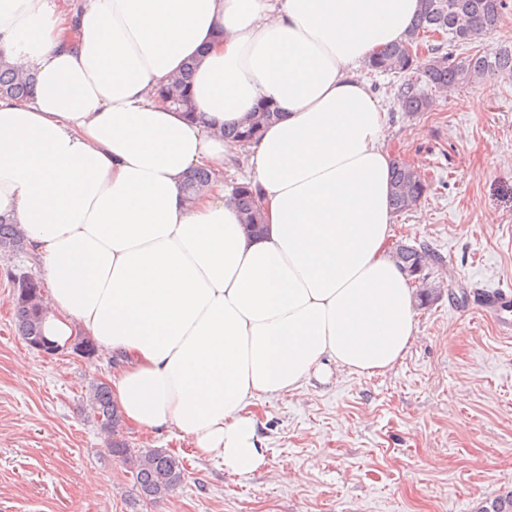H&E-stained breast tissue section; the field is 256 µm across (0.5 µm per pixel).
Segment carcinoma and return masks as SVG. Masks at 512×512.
Here are the masks:
<instances>
[{
  "instance_id": "1",
  "label": "carcinoma",
  "mask_w": 512,
  "mask_h": 512,
  "mask_svg": "<svg viewBox=\"0 0 512 512\" xmlns=\"http://www.w3.org/2000/svg\"><path fill=\"white\" fill-rule=\"evenodd\" d=\"M507 0H424V9L414 21L408 40L394 43L366 63L370 71L397 74L400 83L395 96L403 111L429 112L434 105L433 93L456 89L492 74L512 75V48L477 51L463 58L444 50L445 43L469 44L500 26ZM193 63L171 75L159 89L160 98L177 112H192L193 97L190 78ZM36 77L11 65L0 52V99L24 100L31 97ZM278 112L268 104L254 111L249 123L224 130V138L242 145L250 142L263 127L277 119ZM212 179L207 169H196L185 178L183 191L191 201ZM391 205L396 213L416 208L429 189L427 179L418 168L398 159L392 169ZM231 200L238 207L246 228L256 232L261 227V213L253 190L247 185H235ZM25 246V237L6 218L0 217V252L9 254ZM436 260L424 245L410 253L396 252L399 267L414 276L410 269L427 266ZM41 287L28 276L18 277L14 288L13 309L15 327L29 343L41 335ZM86 399L100 429L111 436L109 452L121 460L132 474L133 486L143 500L156 502L172 494L184 480V466L175 455L161 449H132L118 438L121 415L111 400L110 387L104 382H91Z\"/></svg>"
}]
</instances>
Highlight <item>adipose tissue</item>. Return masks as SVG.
<instances>
[{"mask_svg": "<svg viewBox=\"0 0 512 512\" xmlns=\"http://www.w3.org/2000/svg\"><path fill=\"white\" fill-rule=\"evenodd\" d=\"M423 0H0V50L35 73L0 100V215L40 267L44 336L113 357L134 431H167L226 471L265 462L255 400L333 368L382 373L416 332L389 250L393 157L356 70L405 41ZM194 61L192 116L156 94ZM271 105L241 147L224 129ZM246 154L263 216L223 180ZM212 179V174L207 169H196L185 178L183 191L188 201L193 200L206 189ZM230 198L238 207L246 228L251 232L259 231L261 213L253 190L247 185L236 184L231 190Z\"/></svg>", "mask_w": 512, "mask_h": 512, "instance_id": "obj_1", "label": "adipose tissue"}]
</instances>
